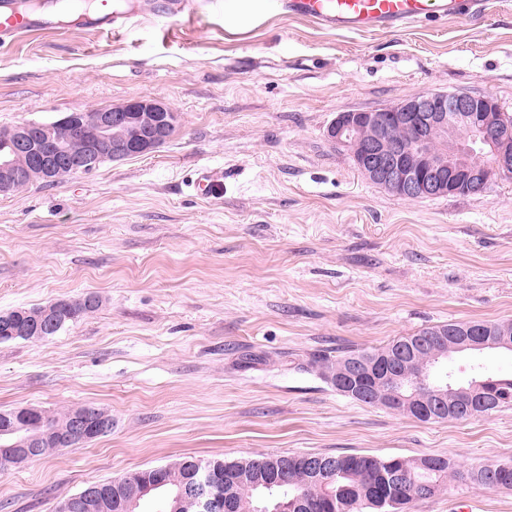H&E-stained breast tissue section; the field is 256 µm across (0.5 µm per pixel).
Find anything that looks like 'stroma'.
<instances>
[{
	"label": "stroma",
	"mask_w": 512,
	"mask_h": 512,
	"mask_svg": "<svg viewBox=\"0 0 512 512\" xmlns=\"http://www.w3.org/2000/svg\"><path fill=\"white\" fill-rule=\"evenodd\" d=\"M429 91L512 113V0L369 33L223 7L116 35L70 27L0 46V130L132 99L179 115L153 152L0 194V312L93 292L92 317L0 343V410L94 405L111 433L0 469V512H54L88 485L182 456L512 459V408L424 423L299 366L434 325L512 320V178L403 199L326 130ZM222 187L197 196L203 168ZM512 512L467 483L411 512Z\"/></svg>",
	"instance_id": "obj_1"
}]
</instances>
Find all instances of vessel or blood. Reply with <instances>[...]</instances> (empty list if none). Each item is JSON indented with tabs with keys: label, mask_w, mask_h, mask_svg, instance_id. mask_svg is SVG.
Wrapping results in <instances>:
<instances>
[{
	"label": "vessel or blood",
	"mask_w": 512,
	"mask_h": 512,
	"mask_svg": "<svg viewBox=\"0 0 512 512\" xmlns=\"http://www.w3.org/2000/svg\"><path fill=\"white\" fill-rule=\"evenodd\" d=\"M289 15L336 31L371 32L407 28L430 17L482 18L488 0H280ZM196 0H150L148 13L156 19L193 13ZM126 13L112 10L108 0H99L89 27L95 31L126 25ZM56 24L46 16L20 11L17 0H0V43L18 36L56 32Z\"/></svg>",
	"instance_id": "1"
}]
</instances>
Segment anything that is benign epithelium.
I'll list each match as a JSON object with an SVG mask.
<instances>
[{
  "label": "benign epithelium",
  "instance_id": "benign-epithelium-1",
  "mask_svg": "<svg viewBox=\"0 0 512 512\" xmlns=\"http://www.w3.org/2000/svg\"><path fill=\"white\" fill-rule=\"evenodd\" d=\"M175 120L176 113L165 103L134 99L66 115L46 126L39 137L16 126L0 155V194L11 191L29 173L26 162L34 157L43 160L45 173L92 169L104 160L153 151L168 139ZM397 126L413 131L409 141L394 137ZM460 129L467 131L466 138L457 136ZM81 131L88 135V151L72 158L66 155L63 136ZM327 136L350 151L369 181L406 199L479 195L493 177L512 176V120L491 96L425 92L380 109L342 112L328 127ZM486 157L491 163L476 162ZM401 378L366 359H353L342 365L335 382L340 390L360 383L370 396L393 385L397 390L388 392L385 406L398 404L415 419L445 420L459 414L447 388L435 384L428 397L416 389L404 395ZM466 393L470 405L464 413L470 418L491 405L483 382L473 383ZM33 416L40 418L38 429L10 444L12 451L4 463L18 465L35 459L36 449L50 439L79 446L112 430V416L93 405L76 408L63 428L44 424V413L38 409H18L11 412V430L28 428ZM233 493L215 464L200 463L189 483L176 492L174 512H239Z\"/></svg>",
  "mask_w": 512,
  "mask_h": 512
}]
</instances>
